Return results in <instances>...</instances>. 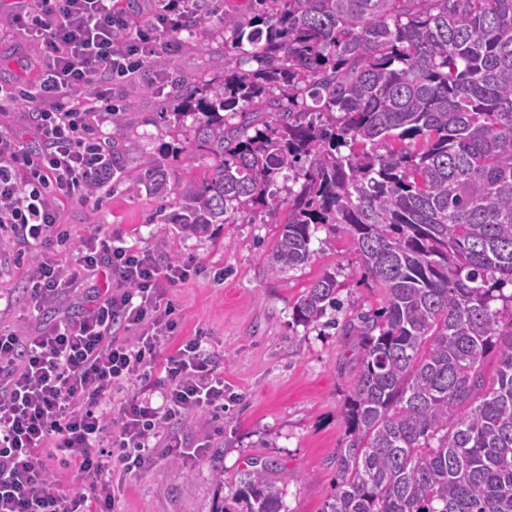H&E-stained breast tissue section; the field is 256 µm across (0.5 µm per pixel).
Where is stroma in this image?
I'll return each mask as SVG.
<instances>
[{
	"mask_svg": "<svg viewBox=\"0 0 512 512\" xmlns=\"http://www.w3.org/2000/svg\"><path fill=\"white\" fill-rule=\"evenodd\" d=\"M165 55L168 73L199 80L224 75V26L212 18L207 33L170 38ZM39 50L30 40L0 39V83H34L32 63ZM170 84L145 72L119 93L105 132L114 145L139 140L137 153L122 160L119 177L94 194L58 201L60 224L70 245L45 250L46 259L74 267L73 245L83 241L151 249L162 258L193 259L189 280L166 289L163 299L175 308L174 342L207 336L224 372V418L211 422L190 415L173 428L176 435L210 440L207 458H182L157 448L153 465L121 477L122 512H219L233 507L230 487L252 462L277 461L290 479L284 486L286 512H323L334 489L330 456L340 447L345 428L340 403L350 387L348 369L357 350L342 334L346 320L381 306V292L362 276L359 252L344 229H319L309 263L279 276L268 272L266 255L281 232L255 210L236 213L203 236H185L175 225L157 224L161 202L139 185L136 176L154 160H163L171 185L199 180L212 165L209 152L196 149L193 162L189 121L161 120L177 111ZM333 238L332 248L320 241ZM36 247L23 248L0 230V328L30 336L43 326L80 316L105 293L104 274L79 276L42 309L30 307L32 262ZM340 285L338 310L318 322L296 323L293 311L303 291L324 273Z\"/></svg>",
	"mask_w": 512,
	"mask_h": 512,
	"instance_id": "obj_1",
	"label": "stroma"
}]
</instances>
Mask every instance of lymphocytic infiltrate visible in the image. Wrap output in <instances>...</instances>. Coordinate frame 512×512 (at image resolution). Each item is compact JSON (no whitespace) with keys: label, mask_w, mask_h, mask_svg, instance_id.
<instances>
[{"label":"lymphocytic infiltrate","mask_w":512,"mask_h":512,"mask_svg":"<svg viewBox=\"0 0 512 512\" xmlns=\"http://www.w3.org/2000/svg\"><path fill=\"white\" fill-rule=\"evenodd\" d=\"M196 0H157L147 26L132 28L117 0H32L13 29L40 49L39 78L0 85V103L27 102L31 150L0 121V229L20 244L66 243L56 203L76 191L103 187L112 154L102 126L115 109L114 87L133 81L164 52V34L180 32ZM123 34V52L112 50ZM83 271L108 269L112 290L93 308L22 336L0 329V512H120L113 473L151 464L158 445L201 457L202 443L173 435V424L195 412H224V374L204 336L164 346L178 323L161 291L185 282L192 268L161 261L150 249L85 245ZM34 308L54 301L72 275L36 261ZM137 383L117 413L103 395ZM75 468L91 494L63 493L51 483L49 461Z\"/></svg>","instance_id":"lymphocytic-infiltrate-1"}]
</instances>
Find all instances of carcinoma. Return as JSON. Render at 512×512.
Returning a JSON list of instances; mask_svg holds the SVG:
<instances>
[{
	"label": "carcinoma",
	"mask_w": 512,
	"mask_h": 512,
	"mask_svg": "<svg viewBox=\"0 0 512 512\" xmlns=\"http://www.w3.org/2000/svg\"><path fill=\"white\" fill-rule=\"evenodd\" d=\"M224 13V79L173 76L218 162L140 184L161 221L201 235L241 209L288 212L280 275L339 224L384 305L357 316L359 367L341 406L324 512H512V0H247ZM326 272L297 323L338 304ZM499 367L488 378L483 361ZM288 474H240L246 512H282Z\"/></svg>",
	"instance_id": "obj_1"
}]
</instances>
